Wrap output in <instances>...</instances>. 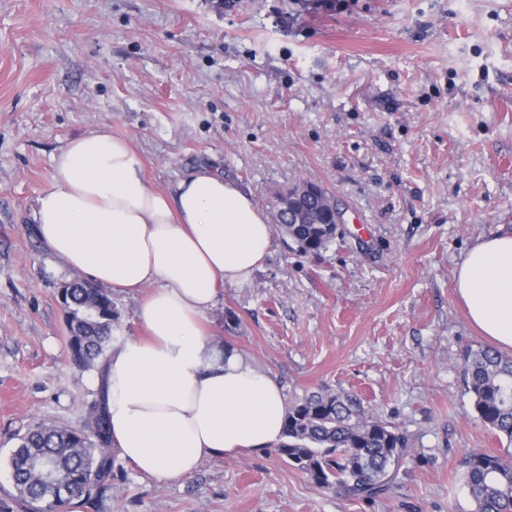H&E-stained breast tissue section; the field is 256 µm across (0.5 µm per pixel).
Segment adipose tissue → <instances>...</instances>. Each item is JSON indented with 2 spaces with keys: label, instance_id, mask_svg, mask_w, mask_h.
<instances>
[{
  "label": "adipose tissue",
  "instance_id": "adipose-tissue-1",
  "mask_svg": "<svg viewBox=\"0 0 512 512\" xmlns=\"http://www.w3.org/2000/svg\"><path fill=\"white\" fill-rule=\"evenodd\" d=\"M35 221L39 240L71 270L144 294L145 336L113 346L91 379L122 458L140 473L177 479L206 459L281 440L282 385L214 344L204 320L221 287L250 281L271 252L272 226L250 193L205 167L173 190H154L132 142L98 131L54 156ZM454 283L471 323L512 351V231L479 238Z\"/></svg>",
  "mask_w": 512,
  "mask_h": 512
}]
</instances>
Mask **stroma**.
<instances>
[{
    "label": "stroma",
    "mask_w": 512,
    "mask_h": 512,
    "mask_svg": "<svg viewBox=\"0 0 512 512\" xmlns=\"http://www.w3.org/2000/svg\"><path fill=\"white\" fill-rule=\"evenodd\" d=\"M93 130L131 140L158 191L198 167L266 212L295 183L326 188L334 245L305 254L274 232L210 332L288 401L356 395L416 448L364 500L273 448L178 479L119 458L80 512H472L463 455L512 447L463 380V351L488 342L454 270L512 230V0H0V502L17 437L80 426L98 399L69 361L59 290L73 273L33 232L53 156Z\"/></svg>",
    "instance_id": "stroma-1"
}]
</instances>
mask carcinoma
I'll return each instance as SVG.
<instances>
[{
    "label": "carcinoma",
    "mask_w": 512,
    "mask_h": 512,
    "mask_svg": "<svg viewBox=\"0 0 512 512\" xmlns=\"http://www.w3.org/2000/svg\"><path fill=\"white\" fill-rule=\"evenodd\" d=\"M320 194L299 203L307 223L283 232L306 254L328 250L335 241ZM66 321L70 359L91 369L112 336L110 294L101 288H72ZM462 372L474 409L484 424L512 445V359L490 348L462 354ZM285 441L278 453L316 485L369 499L388 490L402 461L412 455L410 435L367 412L348 395L312 393L288 407ZM464 487L474 512H512V455L468 452L463 456ZM14 500L25 512H67L80 489L94 504L112 486L114 459L102 402H93L80 427L38 425L19 438L9 460Z\"/></svg>",
    "instance_id": "obj_1"
}]
</instances>
